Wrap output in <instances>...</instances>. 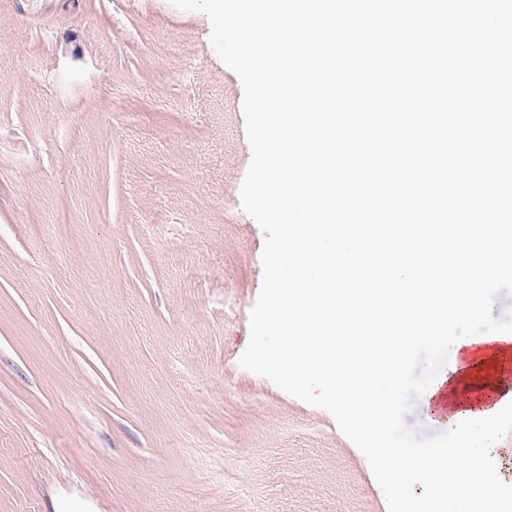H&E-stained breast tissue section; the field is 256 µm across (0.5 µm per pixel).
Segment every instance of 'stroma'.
<instances>
[{"mask_svg": "<svg viewBox=\"0 0 512 512\" xmlns=\"http://www.w3.org/2000/svg\"><path fill=\"white\" fill-rule=\"evenodd\" d=\"M210 30L170 0H0V512H388L327 410L238 364L265 233Z\"/></svg>", "mask_w": 512, "mask_h": 512, "instance_id": "stroma-1", "label": "stroma"}]
</instances>
